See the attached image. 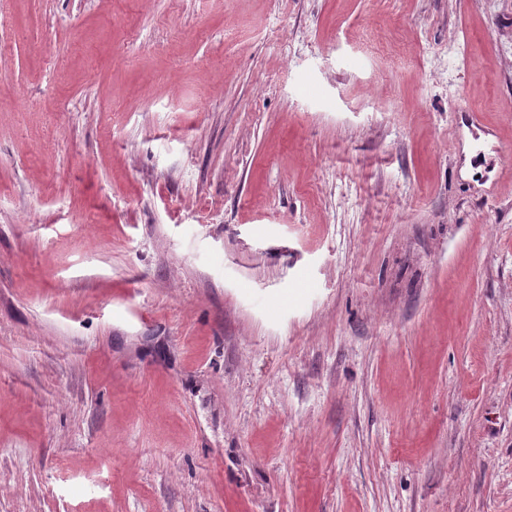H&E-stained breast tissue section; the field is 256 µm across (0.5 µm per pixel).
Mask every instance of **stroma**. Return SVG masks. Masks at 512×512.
Returning <instances> with one entry per match:
<instances>
[{
	"mask_svg": "<svg viewBox=\"0 0 512 512\" xmlns=\"http://www.w3.org/2000/svg\"><path fill=\"white\" fill-rule=\"evenodd\" d=\"M0 512H512V0H0Z\"/></svg>",
	"mask_w": 512,
	"mask_h": 512,
	"instance_id": "obj_1",
	"label": "stroma"
}]
</instances>
